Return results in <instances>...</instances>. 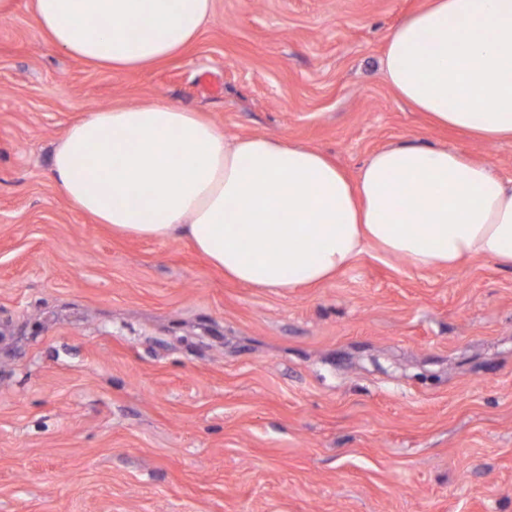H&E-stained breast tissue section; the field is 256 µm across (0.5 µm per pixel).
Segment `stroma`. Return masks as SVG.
Here are the masks:
<instances>
[{
	"label": "stroma",
	"mask_w": 512,
	"mask_h": 512,
	"mask_svg": "<svg viewBox=\"0 0 512 512\" xmlns=\"http://www.w3.org/2000/svg\"><path fill=\"white\" fill-rule=\"evenodd\" d=\"M425 0H214L167 62L108 71L0 21V512H512V270L369 250L313 287L227 279L116 234L55 186L86 112L150 99L230 136L444 146L512 178V141L432 126L381 58Z\"/></svg>",
	"instance_id": "obj_1"
}]
</instances>
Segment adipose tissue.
I'll return each mask as SVG.
<instances>
[{
	"instance_id": "adipose-tissue-1",
	"label": "adipose tissue",
	"mask_w": 512,
	"mask_h": 512,
	"mask_svg": "<svg viewBox=\"0 0 512 512\" xmlns=\"http://www.w3.org/2000/svg\"><path fill=\"white\" fill-rule=\"evenodd\" d=\"M213 9L214 0H32L54 48L113 71L176 55ZM381 64L433 125L512 140V0H427L395 27ZM51 172L74 207L113 232L186 237L252 288L321 284L368 249L418 270L475 257L512 270V181L453 149L389 146L351 177L314 148L228 136L199 113L148 100L86 113L55 144ZM137 187L142 196L126 203Z\"/></svg>"
}]
</instances>
